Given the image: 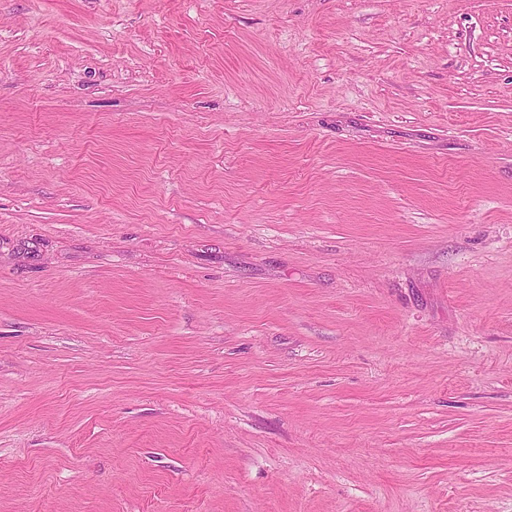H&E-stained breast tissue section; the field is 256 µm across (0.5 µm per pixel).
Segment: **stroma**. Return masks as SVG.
<instances>
[{
  "label": "stroma",
  "instance_id": "35a3bbf8",
  "mask_svg": "<svg viewBox=\"0 0 512 512\" xmlns=\"http://www.w3.org/2000/svg\"><path fill=\"white\" fill-rule=\"evenodd\" d=\"M0 512H512V0H0Z\"/></svg>",
  "mask_w": 512,
  "mask_h": 512
}]
</instances>
